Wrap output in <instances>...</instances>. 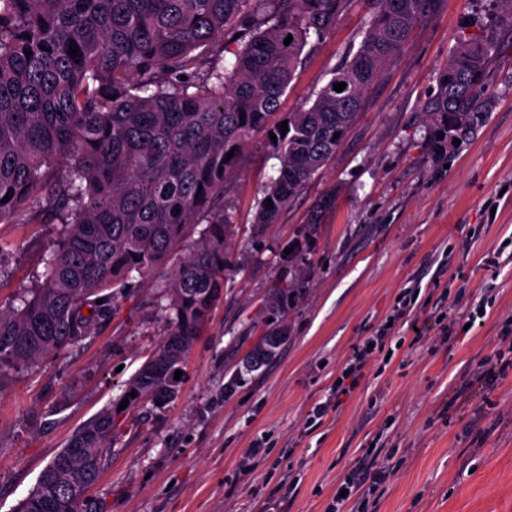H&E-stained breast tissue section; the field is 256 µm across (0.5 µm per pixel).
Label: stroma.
<instances>
[{
	"label": "stroma",
	"instance_id": "stroma-1",
	"mask_svg": "<svg viewBox=\"0 0 512 512\" xmlns=\"http://www.w3.org/2000/svg\"><path fill=\"white\" fill-rule=\"evenodd\" d=\"M372 11V0H353L305 47L280 115L313 103L358 49ZM469 38L493 43L488 109L438 156L424 105ZM278 168L271 142L255 134L224 190L240 268L191 349L178 397L122 422L95 496L106 512H262L290 482L285 512H333L348 472L386 459L383 480L340 512H512V373L487 390L470 380L512 345V12L500 0H434L334 157L261 228L256 204ZM325 194L336 202L317 212ZM56 234L49 223L0 224L11 243L0 254V303L33 285ZM132 282L138 293L118 296L96 336L0 389V512H12L162 340L168 320L155 289ZM286 284L301 291L282 319L288 342L271 365L243 372L272 318L271 295ZM414 290L427 311L462 319L482 302L486 314L465 335L438 326L418 339L387 327L399 296ZM383 330L384 352L314 422L355 348Z\"/></svg>",
	"mask_w": 512,
	"mask_h": 512
}]
</instances>
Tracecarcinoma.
I'll return each mask as SVG.
<instances>
[{"mask_svg":"<svg viewBox=\"0 0 512 512\" xmlns=\"http://www.w3.org/2000/svg\"><path fill=\"white\" fill-rule=\"evenodd\" d=\"M351 2L0 0V224L40 216L59 224L34 287L0 304V388L95 335L134 272L166 273L154 287L169 311L160 344L43 468L16 512H105L82 491L98 480L118 417L155 402L164 373L182 368L222 296L235 217L220 201L249 136L277 138L278 175L255 214L267 226L340 147L365 90L433 0H376L359 48L309 108L288 113L282 132L272 117L305 46ZM237 32L247 40L223 48L231 54L223 64L208 46ZM490 61L483 39L448 57L425 106L435 152L485 114ZM340 82L345 89L333 90ZM299 294L278 289L273 310L285 312ZM284 344L283 330L268 328L245 369L257 348L277 354Z\"/></svg>","mask_w":512,"mask_h":512,"instance_id":"cac0c4a2","label":"carcinoma"}]
</instances>
